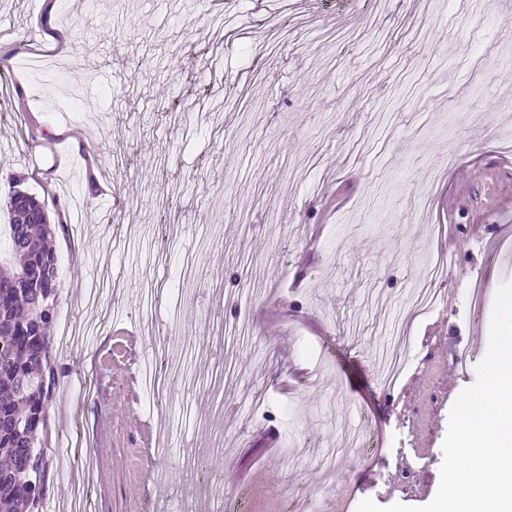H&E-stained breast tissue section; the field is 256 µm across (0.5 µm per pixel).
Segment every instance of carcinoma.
<instances>
[{"instance_id": "1", "label": "carcinoma", "mask_w": 512, "mask_h": 512, "mask_svg": "<svg viewBox=\"0 0 512 512\" xmlns=\"http://www.w3.org/2000/svg\"><path fill=\"white\" fill-rule=\"evenodd\" d=\"M20 210L25 224L12 222ZM9 258H0V512H38L43 499L44 456L39 433L47 422L56 372L51 360L57 321V277L24 288L18 277L56 257L50 240L68 233L50 222L48 204L25 193L8 194L0 210Z\"/></svg>"}]
</instances>
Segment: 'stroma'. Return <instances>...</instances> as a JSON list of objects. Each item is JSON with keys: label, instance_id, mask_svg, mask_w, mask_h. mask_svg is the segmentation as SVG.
I'll return each instance as SVG.
<instances>
[{"label": "stroma", "instance_id": "1", "mask_svg": "<svg viewBox=\"0 0 512 512\" xmlns=\"http://www.w3.org/2000/svg\"><path fill=\"white\" fill-rule=\"evenodd\" d=\"M334 2L0 0V205L73 178L84 208L54 239L56 303L73 330L97 326L93 351L52 349L41 512H214L183 478L191 453L241 512H285L300 489L318 490L312 512H337L340 490L354 507L434 497L512 279V0ZM61 50L56 90L17 69ZM431 252L454 258L447 302L415 321L388 386L380 359ZM145 282L150 325L124 317ZM170 336L201 348L186 382L131 407L141 358L167 371ZM252 390L269 405L250 420ZM187 404L168 455L143 446L141 421L162 433ZM362 427L369 458L351 447Z\"/></svg>", "mask_w": 512, "mask_h": 512}]
</instances>
